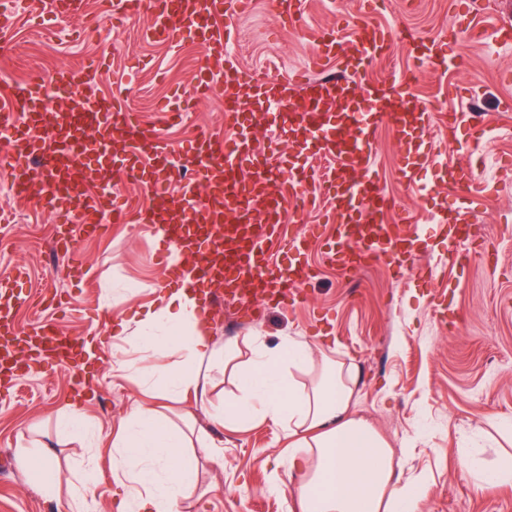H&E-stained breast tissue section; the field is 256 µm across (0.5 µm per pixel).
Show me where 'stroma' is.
Segmentation results:
<instances>
[{
	"mask_svg": "<svg viewBox=\"0 0 512 512\" xmlns=\"http://www.w3.org/2000/svg\"><path fill=\"white\" fill-rule=\"evenodd\" d=\"M301 9L302 22L292 26L276 21L267 0H256L251 12L229 23L234 60L259 77L281 80L310 66L316 34L331 28L348 53H355L363 0H302ZM12 10L14 23L0 53V93L33 73L48 75L96 56L108 70L93 93L124 101L148 123L162 126V107L191 90L200 63L216 73L224 70V60L206 58L192 37L174 46L148 42L149 15L118 22L99 0H85L83 13L59 21L51 36L40 22L39 0H12ZM376 18L395 38L387 54L368 67L367 79L380 82L392 72L403 73L416 101L435 114L429 135L438 153L416 159L412 180L399 171L406 146L389 127L376 135L380 184L397 203L386 221L409 218L419 237L414 257L404 272L380 261L352 278L327 262L313 242L306 260L315 276L304 285L303 303L272 305L245 319L240 311L251 304L250 296L218 303L208 294L201 298L202 314L220 341L258 334L273 345L285 336H301L350 364L359 390L355 416L373 424L394 447L407 448V455L396 459L402 479L422 476L430 484L420 512H512V486L475 491L462 460L468 452L489 462L512 452V433L493 427L512 420V40L500 37L501 28L512 27V0H391ZM467 25L482 28V39L455 40L454 32ZM428 38L446 41L463 56L465 67L423 70L414 46ZM476 107L487 136L473 160L466 149L469 129L462 126L449 135L444 111L466 114ZM162 128L174 145L202 128L234 135L224 118L223 87L214 86L180 124ZM445 157L473 163L475 175L466 187L449 180L440 164ZM330 166L310 158L308 186L316 190V200L300 215L293 202H284L286 232L302 235L318 225L324 237L334 235L325 221L330 202L316 189ZM1 207L15 214L13 222L0 226V276L23 272L14 290L18 329L28 332L49 322L82 337L93 327L98 341L81 379L65 368L44 366L0 390V512H57L21 467V454L32 449L50 457L65 482L94 462L96 506L110 512L122 498L111 453L91 455L79 439L59 434L54 417L72 403L110 433L118 432L140 390L115 370L112 353L120 345L137 355V342L122 334L121 326L166 287L171 250L152 225L112 223L96 236L77 234L75 252L56 258L55 215L16 197L5 165H0ZM461 211L476 242L497 251V266H488L477 251L469 263L449 265L448 226ZM129 283L138 284L135 294L101 305L105 290ZM165 415L187 442L205 431L224 456L220 468L199 459L198 492L184 512H288L279 428L257 423L234 431L212 423L191 400L170 403Z\"/></svg>",
	"mask_w": 512,
	"mask_h": 512,
	"instance_id": "obj_1",
	"label": "stroma"
}]
</instances>
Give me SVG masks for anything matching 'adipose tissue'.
Instances as JSON below:
<instances>
[{
	"label": "adipose tissue",
	"mask_w": 512,
	"mask_h": 512,
	"mask_svg": "<svg viewBox=\"0 0 512 512\" xmlns=\"http://www.w3.org/2000/svg\"><path fill=\"white\" fill-rule=\"evenodd\" d=\"M133 334L139 354L122 357L119 370L141 382L144 397L112 441L125 512H183L197 490V461L184 454L183 434L154 397L190 396L205 404L213 381L226 374L237 394L214 420L233 429L265 422L281 427L295 481L289 512H419L427 480L401 481L395 448L353 416L356 382L344 363L290 336L273 346L259 336L219 345L200 315L190 274L138 314ZM162 353L177 361L159 373L153 361ZM297 370L314 373L310 385H296ZM21 462L57 512H94V470L83 471L64 494L58 469L43 455L29 452Z\"/></svg>",
	"instance_id": "obj_1"
}]
</instances>
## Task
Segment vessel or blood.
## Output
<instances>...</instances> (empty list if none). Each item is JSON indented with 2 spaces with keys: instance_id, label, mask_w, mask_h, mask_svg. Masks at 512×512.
<instances>
[{
  "instance_id": "1",
  "label": "vessel or blood",
  "mask_w": 512,
  "mask_h": 512,
  "mask_svg": "<svg viewBox=\"0 0 512 512\" xmlns=\"http://www.w3.org/2000/svg\"><path fill=\"white\" fill-rule=\"evenodd\" d=\"M249 0H114L116 14L148 13L153 22L147 39L176 42L195 34L207 55H220L227 42L224 19L243 12ZM360 48L347 54L334 33L321 35L315 62L335 60L336 77L290 74L271 83L228 64L224 71V112L238 128L235 138L205 132L184 148L197 174L187 193L194 206H174L167 198L165 180L173 155L162 132L145 127L137 113L116 101L84 93V86L100 80L103 64L89 60L55 70L50 82L32 78L0 96V125L10 128L18 146L12 168L17 197L43 204L60 221L56 248L74 250V227L91 234L104 223H122L136 216L144 224L163 227L167 242L180 243L197 263L202 288L234 296L243 292L263 305L303 301L302 286L312 271L298 262L288 268L271 264L267 247L278 244L286 252L304 254L305 238L284 232L279 202L284 194L305 198V150L337 159L325 186L329 196L328 223L336 232L324 243L329 261L356 274L378 260L405 268L417 238L410 226L386 223L392 203L382 195L376 171L375 133L389 124L397 140L426 131L434 119L427 108L409 105L398 92L400 77L387 83L367 82L372 61L388 51L391 32L365 21L358 35ZM213 76L199 68L190 96L177 97L164 108L169 120L189 111L194 97L211 89ZM283 107L282 132L291 144L288 156L270 158L251 144L254 112L269 105ZM251 169V178L240 177ZM122 170L151 193L148 205H133L120 190L101 196L84 190V183L111 177ZM469 238L468 224L448 227V262L466 261L460 245ZM15 280L0 278V383H16L37 361L49 366L68 365L69 341L54 325L42 324L31 332L19 331L7 292Z\"/></svg>"
}]
</instances>
